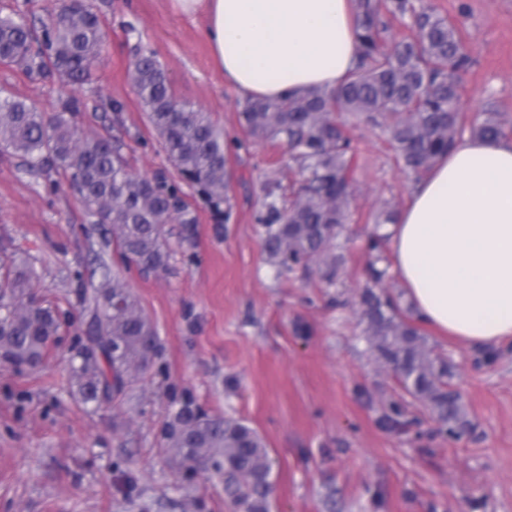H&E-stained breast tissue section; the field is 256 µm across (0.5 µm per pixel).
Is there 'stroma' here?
<instances>
[{
  "label": "stroma",
  "instance_id": "stroma-1",
  "mask_svg": "<svg viewBox=\"0 0 512 512\" xmlns=\"http://www.w3.org/2000/svg\"><path fill=\"white\" fill-rule=\"evenodd\" d=\"M104 34L102 61L82 89L0 66V89L54 114L70 97L80 129L109 136L130 174L179 181L131 84L138 51H153L176 97L224 132L231 173L213 208L191 186L196 224L167 225L169 267L148 278L125 270L67 183L0 151V238L36 267L38 293L73 322L35 371L0 365V512H233L211 470L188 471L162 427L191 396L205 411L244 421L272 466L270 512H512V339L469 345L419 330L448 361L468 423L457 438L370 352L360 294L368 235L415 185L382 129L355 124L353 193L334 283L322 265L276 276L257 214L268 181L297 177L287 146L249 137L243 99L224 81L203 35L172 0H89ZM472 58L462 101L473 121L489 109L512 125V0H433ZM105 261L154 325L159 352L125 394L99 411L74 396L68 358L88 310L73 278ZM400 412H393V405Z\"/></svg>",
  "mask_w": 512,
  "mask_h": 512
}]
</instances>
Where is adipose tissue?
Masks as SVG:
<instances>
[{"label":"adipose tissue","mask_w":512,"mask_h":512,"mask_svg":"<svg viewBox=\"0 0 512 512\" xmlns=\"http://www.w3.org/2000/svg\"><path fill=\"white\" fill-rule=\"evenodd\" d=\"M242 96L338 87L355 67L353 0H173ZM394 267L420 318L469 344L512 338V142L463 136L390 225Z\"/></svg>","instance_id":"1"}]
</instances>
